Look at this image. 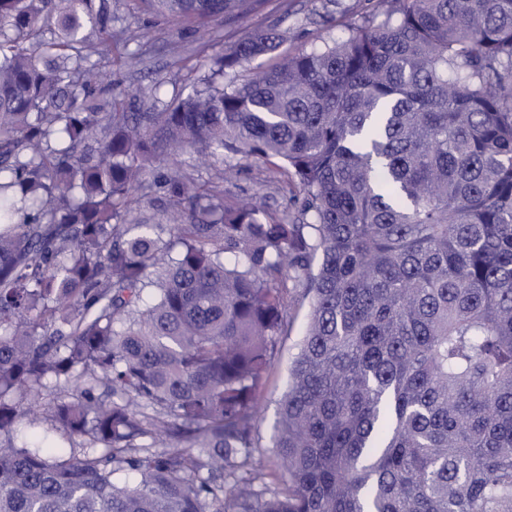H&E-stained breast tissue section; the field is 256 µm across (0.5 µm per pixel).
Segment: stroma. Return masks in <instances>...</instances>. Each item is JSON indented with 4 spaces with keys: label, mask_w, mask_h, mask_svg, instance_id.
<instances>
[{
    "label": "stroma",
    "mask_w": 512,
    "mask_h": 512,
    "mask_svg": "<svg viewBox=\"0 0 512 512\" xmlns=\"http://www.w3.org/2000/svg\"><path fill=\"white\" fill-rule=\"evenodd\" d=\"M112 10L144 31L148 53L141 62L104 64L103 73L112 77L118 90L136 94L153 87L160 98L167 100L179 91L201 85L208 75V60L222 54L225 43L252 29L274 27L286 31L288 38L278 55L293 54L344 37L348 26L377 17L382 5L380 0H265L255 14L239 22L224 23L216 35L157 25L140 11L137 0H112ZM174 160L205 180L223 179L225 167H232L231 179L223 180L225 193L255 197L259 205L279 216L291 208L286 175L262 159L240 155L203 165L187 151L176 154ZM309 312L310 301L303 288L292 289L285 324L260 391L264 410L257 422L259 446L255 457L267 471L271 485L277 484L282 474L270 443L278 401L287 389L289 369Z\"/></svg>",
    "instance_id": "35a3bbf8"
}]
</instances>
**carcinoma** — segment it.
<instances>
[{
	"label": "carcinoma",
	"instance_id": "obj_1",
	"mask_svg": "<svg viewBox=\"0 0 512 512\" xmlns=\"http://www.w3.org/2000/svg\"><path fill=\"white\" fill-rule=\"evenodd\" d=\"M139 2L205 25L261 0ZM383 2L238 84L285 40L249 31L128 112L92 61L138 41L112 0H0V512H512V0ZM183 149L284 162L294 209L146 180ZM157 192L174 257L138 217ZM290 280L286 480L259 490ZM72 382L65 455L16 393ZM290 289L292 298L285 324L277 338L268 375L260 391L264 410L256 428L260 448L256 449L255 457L269 473L266 481L272 486H277L282 474L276 464L273 448H270L278 400L287 389L289 369L298 352V343L304 335L310 312L309 297L303 288Z\"/></svg>",
	"mask_w": 512,
	"mask_h": 512
}]
</instances>
